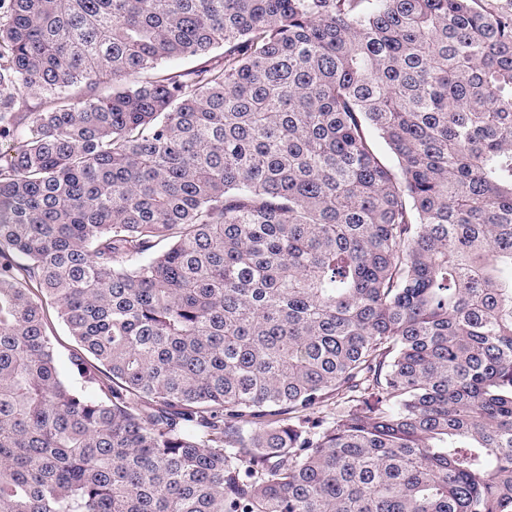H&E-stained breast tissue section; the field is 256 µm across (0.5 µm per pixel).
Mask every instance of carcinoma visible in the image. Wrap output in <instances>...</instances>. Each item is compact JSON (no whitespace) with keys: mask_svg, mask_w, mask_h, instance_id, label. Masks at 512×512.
<instances>
[{"mask_svg":"<svg viewBox=\"0 0 512 512\" xmlns=\"http://www.w3.org/2000/svg\"><path fill=\"white\" fill-rule=\"evenodd\" d=\"M475 2L0 0V512H512Z\"/></svg>","mask_w":512,"mask_h":512,"instance_id":"obj_1","label":"carcinoma"}]
</instances>
